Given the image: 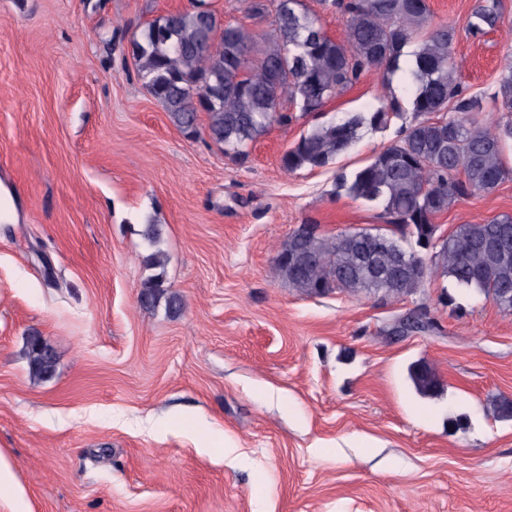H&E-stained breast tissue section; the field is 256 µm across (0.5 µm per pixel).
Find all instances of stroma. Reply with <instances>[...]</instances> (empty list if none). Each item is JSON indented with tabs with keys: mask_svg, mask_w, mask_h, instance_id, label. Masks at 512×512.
Wrapping results in <instances>:
<instances>
[{
	"mask_svg": "<svg viewBox=\"0 0 512 512\" xmlns=\"http://www.w3.org/2000/svg\"><path fill=\"white\" fill-rule=\"evenodd\" d=\"M261 35L272 12L210 0ZM457 30V79L493 94L512 61V0L497 27L466 26L476 0H427ZM192 0H0V459L17 495L0 512H512V314L438 275L402 300L306 296L273 258L307 220L336 234L379 226V207L334 192L397 140L365 129L324 168L284 173L311 126L376 106L361 75L323 111L272 125L244 159L186 136L145 88L130 40ZM512 215V176L436 218ZM162 227L179 317L138 299ZM427 305L439 328L389 336ZM56 372L30 379L31 331ZM442 390L421 395L412 363ZM409 376L417 391L423 396H433L441 390L439 376L426 363L412 364L409 368Z\"/></svg>",
	"mask_w": 512,
	"mask_h": 512,
	"instance_id": "1",
	"label": "stroma"
}]
</instances>
